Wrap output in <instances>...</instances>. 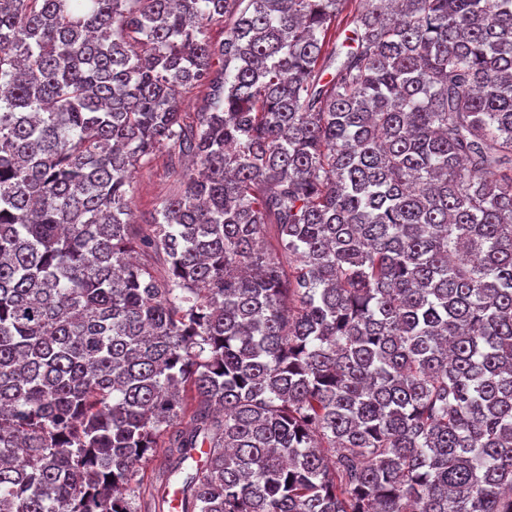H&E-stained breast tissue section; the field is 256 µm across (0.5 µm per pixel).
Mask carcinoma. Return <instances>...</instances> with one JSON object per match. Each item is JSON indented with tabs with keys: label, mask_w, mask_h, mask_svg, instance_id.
Masks as SVG:
<instances>
[{
	"label": "carcinoma",
	"mask_w": 512,
	"mask_h": 512,
	"mask_svg": "<svg viewBox=\"0 0 512 512\" xmlns=\"http://www.w3.org/2000/svg\"><path fill=\"white\" fill-rule=\"evenodd\" d=\"M365 2L0 0V512H512V0ZM363 0H348V2L344 5L342 11L338 14L336 18V47L337 50L340 49V45L344 39V30L350 29L352 25V20L359 11L364 8ZM179 92L182 110L188 117H194V113L201 112L207 104V91L202 87L186 86ZM165 150H159L149 166L138 169L129 189L131 208L139 223L148 219L158 203L176 192L183 181L188 161L172 169L166 163Z\"/></svg>",
	"instance_id": "1"
}]
</instances>
